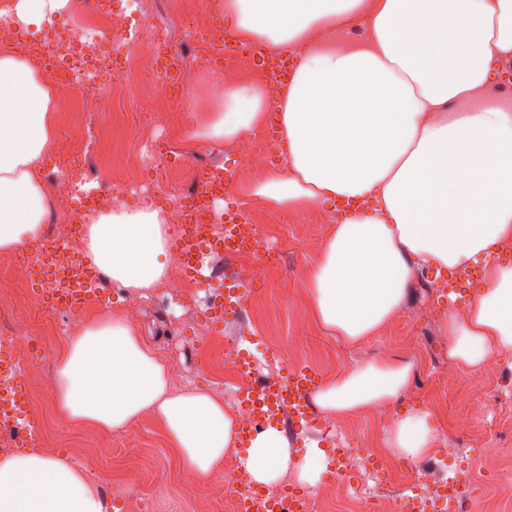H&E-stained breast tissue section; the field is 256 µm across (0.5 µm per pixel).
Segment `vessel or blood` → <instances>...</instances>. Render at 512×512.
Instances as JSON below:
<instances>
[{"label":"vessel or blood","mask_w":512,"mask_h":512,"mask_svg":"<svg viewBox=\"0 0 512 512\" xmlns=\"http://www.w3.org/2000/svg\"><path fill=\"white\" fill-rule=\"evenodd\" d=\"M232 183L233 174L230 170L215 168L196 197L198 206L208 209L212 222L226 226L227 237L224 247L228 250L243 248L248 244L244 214L227 213L218 206L219 200L228 193ZM177 248L187 260L189 273L199 280H209L212 270L208 257L213 247L208 242L202 225H184L178 238ZM7 349L6 341L0 340V367L10 370L13 376L10 387L0 391V414L19 418L26 434V445L31 448L35 445L36 427L30 416L29 404L22 387V370L18 366L10 365ZM243 373L246 378L243 388L244 398L257 408L259 429L276 426L275 411L277 407L283 405L297 412L298 416L307 415L308 401L314 389V378L309 370L293 369L284 383L275 390L262 388L257 383L251 360H244Z\"/></svg>","instance_id":"1"}]
</instances>
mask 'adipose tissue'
<instances>
[{
  "label": "adipose tissue",
  "instance_id": "adipose-tissue-1",
  "mask_svg": "<svg viewBox=\"0 0 512 512\" xmlns=\"http://www.w3.org/2000/svg\"><path fill=\"white\" fill-rule=\"evenodd\" d=\"M236 38L299 57L281 95L229 84L197 137L235 140L278 112L285 163L255 193L300 209L350 206L305 286L314 319L347 342L372 336L403 308L414 268L482 264V285L449 311L448 355L464 371L512 351V103L496 101L494 66L512 58V0H227ZM363 18L366 36L344 45ZM55 98L15 50L0 52V249L38 237L48 209L41 163L53 146ZM171 227L157 209H105L85 238L90 262L126 289L165 276ZM56 401L71 421L105 431L146 413L163 423L182 468L207 478L239 444L236 416L211 393L169 389L167 368L135 327L112 315L70 338L55 362ZM412 363L381 359L326 380L314 401L330 418L379 412L406 395ZM428 412L394 417L386 453L422 460L435 446ZM292 461L274 428L251 440L256 484ZM0 512H105L71 463L39 453L0 459Z\"/></svg>",
  "mask_w": 512,
  "mask_h": 512
}]
</instances>
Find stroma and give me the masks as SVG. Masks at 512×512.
Segmentation results:
<instances>
[{
    "label": "stroma",
    "instance_id": "35a3bbf8",
    "mask_svg": "<svg viewBox=\"0 0 512 512\" xmlns=\"http://www.w3.org/2000/svg\"><path fill=\"white\" fill-rule=\"evenodd\" d=\"M225 0H150L151 33L171 41H190L199 38L202 27L217 21L224 30H231L233 22L224 8ZM114 108L99 114L95 127L82 123L80 117L67 105H59L55 114V140L91 139L93 128L106 130L107 135L94 153L97 163L107 176L118 178L130 174V150L126 129L113 123ZM202 121L201 113L183 110L174 113L172 133L191 157L202 165L238 168L230 140L206 141L193 138L192 133ZM255 182L248 175L236 178L230 191L231 207L244 212L259 211L261 222L274 225L270 240L272 247L267 259L278 264L287 276L286 294L277 297L275 289L259 286L250 289L243 306L226 314L223 321L209 315L213 300L223 297L228 283L230 262L224 255H214L211 263L218 273L208 288L198 297L181 304L172 298L165 286L140 291L141 310L130 316V323L139 331L142 340L163 361L178 357L187 366L190 378L187 389H204L215 396H223L224 383L220 379L221 365L218 340L241 338L242 349L254 352L256 345L292 342L293 351L287 361L281 362L256 354L259 374L270 371H290L294 367L310 370L316 382L335 377L338 372L356 365L384 358L401 359L414 365L412 393L398 400L395 411L420 408L429 411V425L436 438L430 457L417 462L424 480L447 481L457 466L468 467L477 481L474 512H512V448L495 461L492 468L510 473L511 478L501 482H486L483 449L478 448L484 428L461 426L459 414L466 397L473 393L497 395L499 385L484 371L465 372L459 386L447 387L433 382V373L450 361L448 333L445 322L449 308H463L466 297L448 302L435 269L418 268L408 288L406 309L416 310L412 324L394 320L384 325L373 336L351 345L323 329L313 318L304 280L307 271L316 263L329 227L328 217L343 219L347 210L340 204L314 203L306 208L292 210L272 206L254 193ZM126 291L112 286L111 296L102 302L87 305L74 312L63 313L57 322L59 345H67L75 328L86 326L122 310ZM207 327L208 335H199V327ZM31 412L43 424V430L52 438L59 457L80 469H100L92 483L106 503V512H131L137 507L142 490L152 494L150 512H196V504L205 487L204 480L183 470L170 448L162 423L145 416L125 428L105 432L93 427L61 421L54 390L33 396ZM353 423L363 437L368 451L382 458L379 492L395 491L405 483V460L386 457L382 440L389 421L379 414L364 412L354 415ZM325 417L320 409L311 416L288 423L283 434L294 459L284 474L285 480L297 489L319 494L325 501L324 512H341L352 491L344 489L331 470L334 449L343 447L342 439L330 437L323 430ZM111 440L112 457L96 459L94 448L102 440ZM319 453L327 468L314 481L301 477L299 461L312 453ZM126 465L138 467L143 473L144 486L136 488L119 482L118 471Z\"/></svg>",
    "mask_w": 512,
    "mask_h": 512
}]
</instances>
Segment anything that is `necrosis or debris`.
I'll use <instances>...</instances> for the list:
<instances>
[{
  "label": "necrosis or debris",
  "instance_id": "4bbe7bcc",
  "mask_svg": "<svg viewBox=\"0 0 512 512\" xmlns=\"http://www.w3.org/2000/svg\"><path fill=\"white\" fill-rule=\"evenodd\" d=\"M76 7H65L52 17L40 30L35 54H47L48 61L40 67L42 82L54 96L64 102L75 103L79 112L92 117L104 111L107 86L105 75L111 74L115 56L121 55L126 44H134L137 55L127 60V69L156 71L160 68V56L169 53L178 68H185L188 59L204 51L205 44L192 41L186 44L159 43L148 37L149 19L144 14L140 0H128L120 11H113L110 0H76ZM170 133L157 136L136 132L139 162L133 179L115 181L106 177L94 166L85 164L81 173H73V159L85 158L86 146L71 142L60 151L56 170L50 177L55 200L72 198L77 183L93 182L98 189L86 193L80 205L68 208L67 221L47 225L41 238L31 246V257L13 261L5 278L9 286L26 289L27 307H7L0 311V323L13 330L15 337L9 358L12 363L26 367L37 348L36 336L51 329L64 306L59 299L66 282L81 281L87 276L86 269L78 264L68 246L73 243L94 212L95 199H111L120 205L132 195L151 197L155 192L170 194L167 219L174 229H181L190 220L186 201L198 190V182H191L189 189L178 186L180 173L177 156L158 152L159 141L170 140ZM254 251H241L233 255L234 278L242 286L271 281V269L257 253L263 250L267 239L259 225L251 227ZM63 242L67 249L56 255L55 269L40 280L38 291H29L33 274L32 256L41 255L51 245ZM329 431L346 440L345 448L336 456V471L343 476L356 494H368L366 483L376 471L373 461L360 453V441L354 429L346 423L331 422ZM232 462H225L223 472L215 473L210 481L202 506L198 512H270L271 508L294 500L295 512H322V501L316 494L306 492L291 496L286 485L273 484L260 488L242 487L227 493L225 474L234 472ZM441 486L428 484L414 487L412 491H399L387 496L369 495L373 512H466V496L442 500Z\"/></svg>",
  "mask_w": 512,
  "mask_h": 512
}]
</instances>
